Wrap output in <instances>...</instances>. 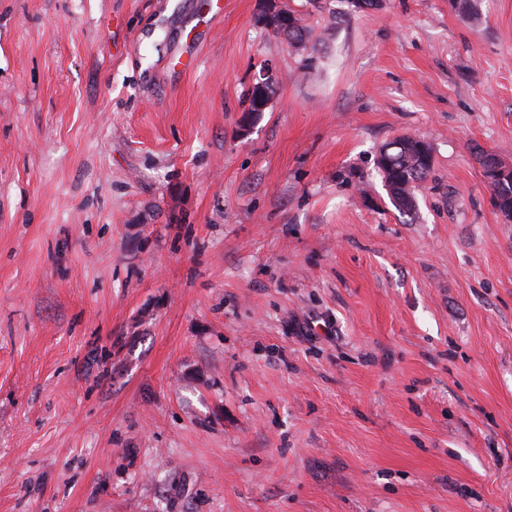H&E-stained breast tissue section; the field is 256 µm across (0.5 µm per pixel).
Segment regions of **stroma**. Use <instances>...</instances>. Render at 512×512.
<instances>
[{
  "label": "stroma",
  "instance_id": "35a3bbf8",
  "mask_svg": "<svg viewBox=\"0 0 512 512\" xmlns=\"http://www.w3.org/2000/svg\"><path fill=\"white\" fill-rule=\"evenodd\" d=\"M222 2L0 0V512H512V0ZM265 5L263 22L272 33L288 26V18L290 20L292 17L288 14L289 12L295 17L296 26L288 30V43L297 53L305 51L309 43V32L307 26L302 23V19L293 11L279 6L276 0H265ZM296 44H301L302 47L297 48ZM408 137L404 136L387 145L389 147L380 150L376 164L392 204L400 213L411 215L416 209L415 189L426 178L431 168L429 166L419 170L418 160L409 150L404 146L393 147ZM384 152L386 153L383 154ZM385 156L390 161L389 170L382 165ZM484 179L488 184L505 185L506 182L512 183V166L501 165L494 155L492 159L488 160L486 170L484 171ZM502 193H510L512 198V184L508 183L501 189Z\"/></svg>",
  "mask_w": 512,
  "mask_h": 512
}]
</instances>
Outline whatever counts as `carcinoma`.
<instances>
[{
    "instance_id": "obj_1",
    "label": "carcinoma",
    "mask_w": 512,
    "mask_h": 512,
    "mask_svg": "<svg viewBox=\"0 0 512 512\" xmlns=\"http://www.w3.org/2000/svg\"><path fill=\"white\" fill-rule=\"evenodd\" d=\"M296 26L288 30V43L307 49L309 32L300 17H295ZM401 140L390 143L384 152L377 156V169L396 209L411 215L416 209L415 189L425 178L429 169L419 168L418 160L406 148L399 146Z\"/></svg>"
}]
</instances>
